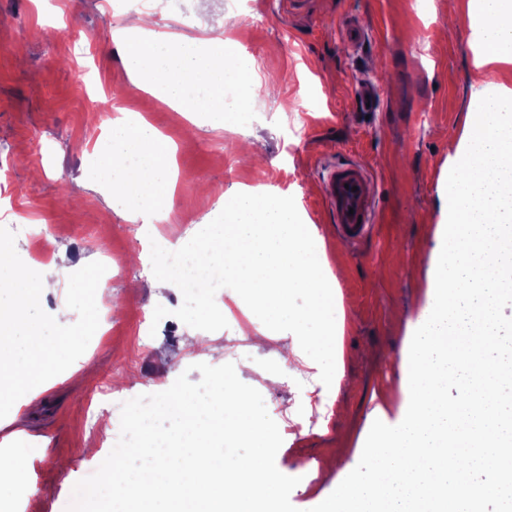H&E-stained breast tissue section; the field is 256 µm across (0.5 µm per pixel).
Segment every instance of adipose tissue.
<instances>
[{
	"label": "adipose tissue",
	"mask_w": 512,
	"mask_h": 512,
	"mask_svg": "<svg viewBox=\"0 0 512 512\" xmlns=\"http://www.w3.org/2000/svg\"><path fill=\"white\" fill-rule=\"evenodd\" d=\"M469 18L475 28V65L493 69L512 62V0H470ZM125 45V64L134 85L156 93L180 112H205L212 127L229 129L233 113L214 106L206 89L238 88L254 95L260 84L253 63L238 43L221 37L206 44L185 39L169 43L144 23H128L118 35ZM107 154L112 159V194L130 201L134 219L150 225L173 205L176 174L171 141L145 119L123 117L112 123ZM196 246L206 255L204 267L234 281L253 305L249 324L280 323L289 313L288 294L306 292L311 304L306 316L322 319L336 294L314 257L315 242L287 197L266 186H235L224 194L223 221L197 228ZM0 243V280H10L30 304H38L43 288L60 275L63 260L45 265L36 278L17 275ZM65 327L49 336V324ZM52 323L29 321L23 333L0 321V397L8 404L29 402L50 376L62 354L74 342L68 310H58Z\"/></svg>",
	"instance_id": "1"
}]
</instances>
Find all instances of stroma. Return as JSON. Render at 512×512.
I'll return each mask as SVG.
<instances>
[{
  "label": "stroma",
  "instance_id": "1",
  "mask_svg": "<svg viewBox=\"0 0 512 512\" xmlns=\"http://www.w3.org/2000/svg\"><path fill=\"white\" fill-rule=\"evenodd\" d=\"M0 0V214L28 229L54 226L42 243L46 259L68 258L65 277L27 308L8 287L0 320L22 327L58 307L95 331L61 359L35 398L18 413L0 411V442L26 463L23 478L0 467L10 493L0 506L22 512H67L75 483L93 474L117 442L120 411L92 410L111 388L126 401L168 389L180 374L201 375L214 338L242 382L258 388L283 443L276 466L298 478L290 501L310 512L333 491L332 481L305 474L303 460L329 465L345 478L357 465L374 420L395 425L405 415L406 324L427 305L430 259L441 248L452 157L480 98L496 93L493 75L473 66L474 34L459 0H167L149 14L153 28L202 40L229 37L255 63L257 78L279 77L276 96L258 94L238 112L235 130H215L176 112L146 91L131 92L123 50L112 33L139 14L137 0ZM366 23L362 49L344 43L341 19ZM376 90V109L353 104L361 86ZM141 113L175 145L178 172L166 223L142 236L126 220L129 205L111 199L99 157L114 109ZM362 161L377 182L378 234L353 246L336 232L322 197L328 165ZM268 185L288 195L313 225L316 257L334 278L336 307L326 316L342 333V373L314 338L302 339L295 368L255 348L233 315L204 322L187 288L152 287L153 241L176 250L164 260L181 268L197 225L212 217L235 185ZM112 257L108 288L120 312L88 310L79 281L103 255ZM96 366L84 376L85 361ZM335 388L314 429L292 430L298 382Z\"/></svg>",
  "mask_w": 512,
  "mask_h": 512
}]
</instances>
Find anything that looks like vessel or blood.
Masks as SVG:
<instances>
[{"label":"vessel or blood","instance_id":"vessel-or-blood-1","mask_svg":"<svg viewBox=\"0 0 512 512\" xmlns=\"http://www.w3.org/2000/svg\"><path fill=\"white\" fill-rule=\"evenodd\" d=\"M344 42L357 49L368 37L367 27L356 18L343 23ZM322 193L328 202L338 234L350 244H357L373 234L376 193L369 171L360 163L336 165L322 183Z\"/></svg>","mask_w":512,"mask_h":512}]
</instances>
